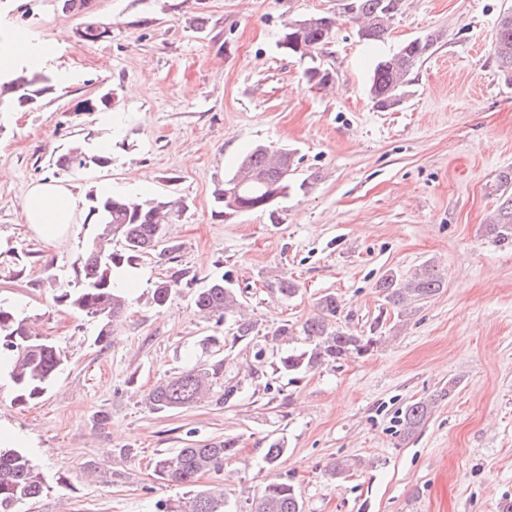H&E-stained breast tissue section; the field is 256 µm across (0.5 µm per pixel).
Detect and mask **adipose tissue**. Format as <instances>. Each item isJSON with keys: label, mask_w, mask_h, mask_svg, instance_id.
<instances>
[{"label": "adipose tissue", "mask_w": 512, "mask_h": 512, "mask_svg": "<svg viewBox=\"0 0 512 512\" xmlns=\"http://www.w3.org/2000/svg\"><path fill=\"white\" fill-rule=\"evenodd\" d=\"M78 209V196L68 186L49 178L30 187L22 214L25 223L41 240L55 244L72 235Z\"/></svg>", "instance_id": "1"}]
</instances>
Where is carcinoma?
Wrapping results in <instances>:
<instances>
[{
  "label": "carcinoma",
  "instance_id": "cac0c4a2",
  "mask_svg": "<svg viewBox=\"0 0 512 512\" xmlns=\"http://www.w3.org/2000/svg\"><path fill=\"white\" fill-rule=\"evenodd\" d=\"M359 30L364 39L378 41L386 34L388 23L398 14L401 0H356ZM335 19L317 14L306 26L285 29L282 40L288 43L289 53L310 57L328 42ZM109 30L93 19L87 21L80 39L95 42L107 36ZM437 37L429 34L405 44L398 52L379 61L374 69L369 95L375 105L385 102L398 104L404 94L408 76L414 66L430 51ZM496 55L504 77L512 81V13L503 14L495 33ZM57 78L34 68L22 66L11 73L0 74V112H13L36 104L49 93ZM107 95L85 99L81 111L92 114L109 109ZM110 154L89 152L80 144L72 145L57 162L63 171L82 170L91 165L108 167ZM293 151L286 148L271 150L258 145L239 162L235 172L224 180L213 193L214 213L224 216L232 212L224 201L230 185H241L236 202L253 210L268 208L265 196L271 186L286 187L292 167ZM499 206L494 221L487 225L488 235L498 243H512V168L499 172L496 180ZM91 205L85 223L94 226L82 255L74 264L75 282L56 296V302L71 311L96 320L100 324L97 341L102 346L111 344L107 326L117 325L126 312L130 300L119 286L120 278L140 258L154 253H171L174 246L167 240V227L176 216L175 203L146 197L130 200L106 193L89 194ZM196 276L185 269L155 283L153 304L163 307L173 291L188 287ZM444 274L431 262L415 269L402 280L388 271L377 282L386 304L399 310L435 296L444 286ZM193 303L198 313L217 323L232 326L233 341H242L258 334L256 323L245 317L243 303L236 290L224 280H215L194 292ZM341 304L336 295H322L316 303V312L301 328L284 323L267 333V341L303 339L306 347L292 350L279 359L280 369L293 379L320 366L348 358H365L378 347L377 339L343 327L338 322ZM204 345L216 346L209 363L200 369H190L162 381L145 396L150 410L175 411L193 405L214 401L217 405L232 402L240 393V386L224 382V349L219 339L210 336ZM0 358L8 360L7 374L14 386V401L26 404L40 399L48 390L57 372L67 361L66 354L46 338L33 333L30 318L10 306L0 304ZM436 399H419L408 403L401 411V432L410 436L422 429L433 412ZM238 442L234 438L210 440L204 444L180 448L170 457L156 462L155 474L165 482L192 488L189 497L178 503L158 502L161 512H226L224 486L215 485L195 491L198 478L208 473H219L224 461L235 455ZM285 440L269 438L265 441L264 459L267 465H277L286 453ZM363 466L359 458H342L331 464L329 475L336 479ZM44 479L29 456L18 448H0V512H19L21 505L41 496ZM251 512H303V503L294 486L273 480L252 495Z\"/></svg>",
  "mask_w": 512,
  "mask_h": 512
}]
</instances>
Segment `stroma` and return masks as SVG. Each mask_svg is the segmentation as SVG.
<instances>
[{
	"label": "stroma",
	"mask_w": 512,
	"mask_h": 512,
	"mask_svg": "<svg viewBox=\"0 0 512 512\" xmlns=\"http://www.w3.org/2000/svg\"><path fill=\"white\" fill-rule=\"evenodd\" d=\"M510 8L512 0H402L384 38L367 43L339 0H90L83 13L56 0H0V40L51 43L65 76L33 107L0 115V250L25 268L18 277L0 268V303L29 315L68 359L25 405L0 376V420L31 438L46 482L23 512H157L186 489L160 483L156 461L216 437L238 439L240 450L198 486L223 484L229 512H250L246 491L274 479L295 487L304 512L512 505V244L486 233L496 177L512 167V84L493 44ZM312 13L336 24L309 61L280 41L290 19ZM90 18L109 26V38L77 41ZM433 33L439 40L411 71L404 101L374 107L376 63ZM313 63L332 73L328 86L307 83ZM104 92L111 121L80 111ZM103 140L111 166L56 168L71 145L93 152ZM258 144L293 150L287 195L263 211L215 216V187ZM46 178L83 200L108 187L180 204L175 252L140 260L109 347L97 343L96 322L53 300L74 281L92 225L76 224L52 246L23 221L28 188ZM426 261L444 272L442 290L402 313L386 305L378 279ZM179 269L231 282L258 336L233 341L226 326L196 315L186 289L156 309L155 282ZM280 276L298 283L296 297L271 290ZM325 293L340 301L341 323L373 332L378 347L291 379L263 335L301 325ZM207 336L231 344L224 376L241 383L237 398L151 411L154 385L211 359ZM260 349L265 375L254 379ZM434 394L428 423L403 436L401 409ZM270 436L287 443L273 468L263 459ZM343 457L364 465L329 479ZM90 462L99 475L85 474Z\"/></svg>",
	"instance_id": "stroma-1"
}]
</instances>
